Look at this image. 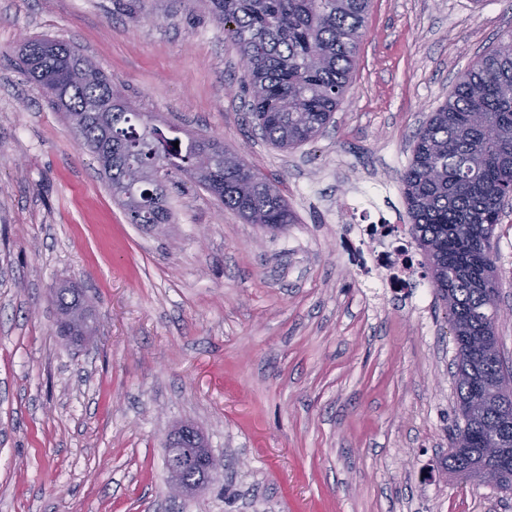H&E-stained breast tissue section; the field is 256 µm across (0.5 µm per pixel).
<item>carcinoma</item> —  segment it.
Here are the masks:
<instances>
[{"label": "carcinoma", "mask_w": 512, "mask_h": 512, "mask_svg": "<svg viewBox=\"0 0 512 512\" xmlns=\"http://www.w3.org/2000/svg\"><path fill=\"white\" fill-rule=\"evenodd\" d=\"M370 0H209L224 25V40L244 63L254 122L275 147L288 150L319 137L348 90ZM21 63L53 107L63 113L79 144L98 160L112 197L133 177L131 165L180 175L250 224H291L288 202L263 174L225 162L224 146L191 138L185 151L170 148L166 133L148 126L130 103L109 108L119 92L97 66L73 78L85 59L74 46L50 39L26 41ZM411 220L432 284L448 311L457 347L455 406L469 450L499 437L512 449V402L490 390L512 376L495 333L498 283H484L495 265L491 240L512 196V35L458 78L448 101L414 136L401 174ZM132 224H169L168 208L127 213ZM57 334L77 342L93 332L92 310L73 287L55 289Z\"/></svg>", "instance_id": "cac0c4a2"}]
</instances>
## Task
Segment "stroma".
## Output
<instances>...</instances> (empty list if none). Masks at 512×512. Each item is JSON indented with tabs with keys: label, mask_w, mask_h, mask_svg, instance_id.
<instances>
[{
	"label": "stroma",
	"mask_w": 512,
	"mask_h": 512,
	"mask_svg": "<svg viewBox=\"0 0 512 512\" xmlns=\"http://www.w3.org/2000/svg\"><path fill=\"white\" fill-rule=\"evenodd\" d=\"M365 28L326 132L282 150L249 126L206 0H0V512H512L443 468L456 346L427 269L397 293L344 248L380 211L408 236L413 136L512 33V0H371ZM36 38L77 46L158 127L240 153L293 224L186 180L171 223H129L24 72ZM492 246L512 360L511 206ZM64 284L92 308L79 346L55 332ZM185 423L224 468L182 497L165 444Z\"/></svg>",
	"instance_id": "obj_1"
}]
</instances>
